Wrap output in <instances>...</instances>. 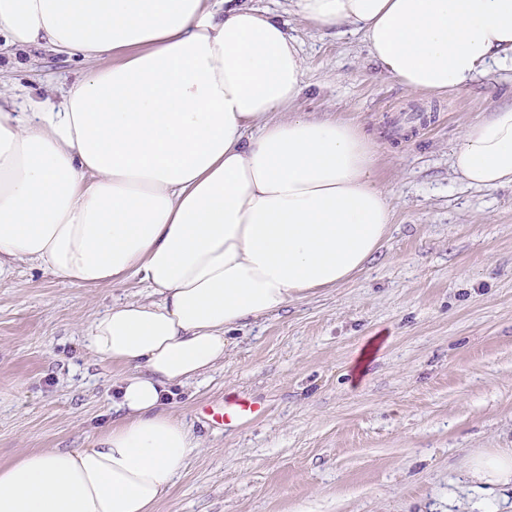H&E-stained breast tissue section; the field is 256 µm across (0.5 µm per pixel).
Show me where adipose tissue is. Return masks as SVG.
<instances>
[{"mask_svg": "<svg viewBox=\"0 0 512 512\" xmlns=\"http://www.w3.org/2000/svg\"><path fill=\"white\" fill-rule=\"evenodd\" d=\"M295 19L362 38L410 93L512 72V0H286ZM17 49L81 60L59 99L0 88V273L29 264L147 294L85 328L118 363L120 413L86 447L0 467V512H154L202 445L167 408L222 366L225 334L355 278L393 221L360 125L296 111L305 59L248 0H0ZM459 179L512 186V102L468 123ZM471 484L512 489V448L475 454Z\"/></svg>", "mask_w": 512, "mask_h": 512, "instance_id": "1", "label": "adipose tissue"}]
</instances>
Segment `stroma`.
<instances>
[{"instance_id":"1","label":"stroma","mask_w":512,"mask_h":512,"mask_svg":"<svg viewBox=\"0 0 512 512\" xmlns=\"http://www.w3.org/2000/svg\"><path fill=\"white\" fill-rule=\"evenodd\" d=\"M307 61L299 111L336 113L376 141L393 224L353 281L226 334L221 367L173 388L192 454L155 512H512V491L468 492L470 457L512 448V187L451 168L463 127L512 100V75L408 93L360 37L290 21ZM81 64L0 48V84L43 99ZM136 282L82 288L32 266L0 276V465L26 450L83 448L112 420L122 366L80 333ZM248 396L261 416L213 427L208 405Z\"/></svg>"}]
</instances>
